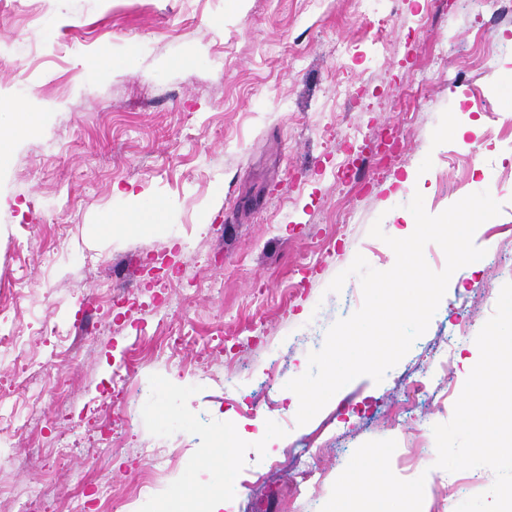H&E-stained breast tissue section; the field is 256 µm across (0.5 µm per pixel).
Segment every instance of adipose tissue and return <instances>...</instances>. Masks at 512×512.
I'll use <instances>...</instances> for the list:
<instances>
[{
    "label": "adipose tissue",
    "instance_id": "adipose-tissue-1",
    "mask_svg": "<svg viewBox=\"0 0 512 512\" xmlns=\"http://www.w3.org/2000/svg\"><path fill=\"white\" fill-rule=\"evenodd\" d=\"M390 449H372L368 463L359 466L345 482L343 493L337 498L331 512H353L352 504L361 497L368 483L384 486L385 494L376 499L371 512H421L416 495L402 493L387 468Z\"/></svg>",
    "mask_w": 512,
    "mask_h": 512
}]
</instances>
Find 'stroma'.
Instances as JSON below:
<instances>
[{
  "label": "stroma",
  "instance_id": "35a3bbf8",
  "mask_svg": "<svg viewBox=\"0 0 512 512\" xmlns=\"http://www.w3.org/2000/svg\"><path fill=\"white\" fill-rule=\"evenodd\" d=\"M0 512H330L371 449L424 512L493 472H425L512 282V14L501 0H0ZM490 192L499 215L382 382L308 423L286 384L358 310L371 237ZM424 379L419 391L408 382ZM156 486L137 489L147 462ZM312 471L301 482L302 471ZM0 167L9 161V152L5 142L12 139L25 124L30 122L32 113H21L14 107L0 106ZM242 430L235 429L224 435V465L220 471L219 479L224 485L222 497L213 498L210 501L209 512H221L230 507L233 498L238 494L239 485L235 480L233 448L235 440L239 439Z\"/></svg>",
  "mask_w": 512,
  "mask_h": 512
}]
</instances>
